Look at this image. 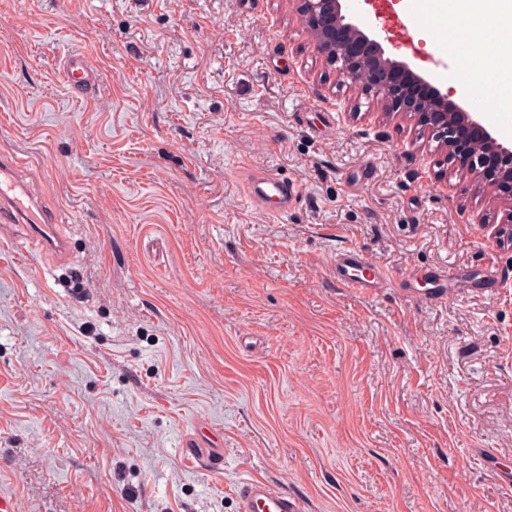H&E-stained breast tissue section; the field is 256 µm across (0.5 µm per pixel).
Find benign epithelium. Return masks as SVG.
Instances as JSON below:
<instances>
[{
    "label": "benign epithelium",
    "mask_w": 512,
    "mask_h": 512,
    "mask_svg": "<svg viewBox=\"0 0 512 512\" xmlns=\"http://www.w3.org/2000/svg\"><path fill=\"white\" fill-rule=\"evenodd\" d=\"M298 11L314 48L352 85H363L387 112H405L428 133L448 144L449 160L476 186L489 185L506 205L508 223L492 234L498 246L512 234V146L507 147L474 116L432 91L424 101H411L393 90V75L423 78L408 63L385 56L379 42L341 13L340 0H297Z\"/></svg>",
    "instance_id": "benign-epithelium-1"
}]
</instances>
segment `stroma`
I'll list each match as a JSON object with an SVG mask.
<instances>
[{"label": "stroma", "mask_w": 512, "mask_h": 512, "mask_svg": "<svg viewBox=\"0 0 512 512\" xmlns=\"http://www.w3.org/2000/svg\"><path fill=\"white\" fill-rule=\"evenodd\" d=\"M350 15L484 125L427 63L437 0ZM89 56L97 97L60 59ZM58 210L74 262L0 235V489L18 512H237L253 478L303 512H512V251L504 207L413 118L343 83L294 0H0V150ZM269 170L285 215L248 207ZM447 171L450 194L435 176ZM357 250L388 276L336 280ZM462 272L424 298L423 269ZM224 460L183 448L196 426ZM62 76L71 93L81 97H92L100 92L103 77L99 70L91 67L81 52H71L60 63ZM246 196L250 204L259 210L285 214L299 202L301 190L281 174L256 171L247 184Z\"/></svg>", "instance_id": "35a3bbf8"}]
</instances>
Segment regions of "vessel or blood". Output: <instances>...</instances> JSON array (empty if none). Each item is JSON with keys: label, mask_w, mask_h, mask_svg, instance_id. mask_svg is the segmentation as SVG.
Segmentation results:
<instances>
[{"label": "vessel or blood", "mask_w": 512, "mask_h": 512, "mask_svg": "<svg viewBox=\"0 0 512 512\" xmlns=\"http://www.w3.org/2000/svg\"><path fill=\"white\" fill-rule=\"evenodd\" d=\"M62 76L71 93L92 97L99 93L103 77L91 67L83 53L73 52L61 62ZM24 159L14 152L0 153V230L13 224L30 227V239L42 253L71 256L69 238L58 229L55 212L47 210L42 201L21 182L19 172ZM246 196L255 208L277 214L287 213L301 198L299 186L281 174L269 171L253 172L246 188ZM336 278L351 288L383 287V270L359 252L344 249L336 255ZM209 435H194L184 446L199 459H219L222 449L212 447ZM238 512H303L300 501L288 492L275 488L267 481L252 479L243 484L237 499Z\"/></svg>", "instance_id": "obj_1"}]
</instances>
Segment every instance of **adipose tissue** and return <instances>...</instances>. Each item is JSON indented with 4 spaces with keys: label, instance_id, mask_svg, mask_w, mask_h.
I'll use <instances>...</instances> for the list:
<instances>
[{
    "label": "adipose tissue",
    "instance_id": "1",
    "mask_svg": "<svg viewBox=\"0 0 512 512\" xmlns=\"http://www.w3.org/2000/svg\"><path fill=\"white\" fill-rule=\"evenodd\" d=\"M448 21V49L467 79L498 77L500 94L512 99V57L502 46L512 40V0H442Z\"/></svg>",
    "mask_w": 512,
    "mask_h": 512
}]
</instances>
